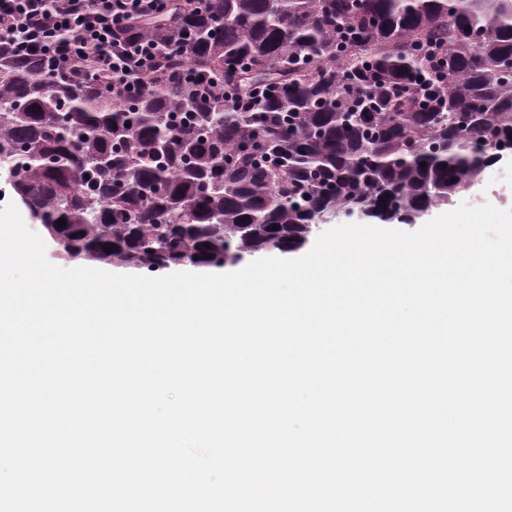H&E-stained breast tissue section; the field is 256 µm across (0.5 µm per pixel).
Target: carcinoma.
<instances>
[{"label":"carcinoma","instance_id":"obj_1","mask_svg":"<svg viewBox=\"0 0 512 512\" xmlns=\"http://www.w3.org/2000/svg\"><path fill=\"white\" fill-rule=\"evenodd\" d=\"M133 37L159 63L132 92L0 39V182L74 258L295 252L343 213L411 223L512 156V0H168L112 52Z\"/></svg>","mask_w":512,"mask_h":512}]
</instances>
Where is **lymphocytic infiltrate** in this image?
Instances as JSON below:
<instances>
[{"instance_id":"obj_1","label":"lymphocytic infiltrate","mask_w":512,"mask_h":512,"mask_svg":"<svg viewBox=\"0 0 512 512\" xmlns=\"http://www.w3.org/2000/svg\"><path fill=\"white\" fill-rule=\"evenodd\" d=\"M166 0H0V39L18 54H40L57 69L85 68L109 81L130 70L151 72L154 46L137 42L129 56L112 52V33L163 11Z\"/></svg>"}]
</instances>
